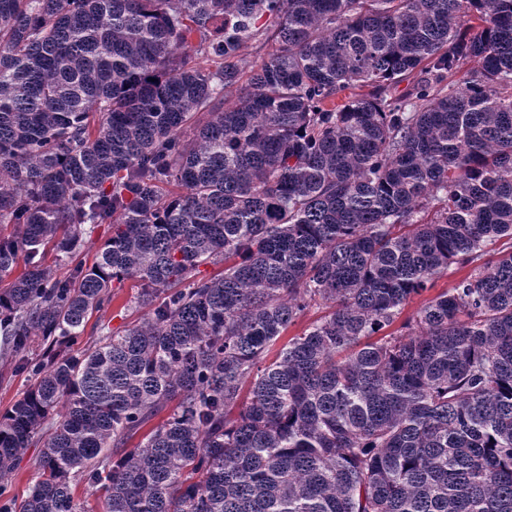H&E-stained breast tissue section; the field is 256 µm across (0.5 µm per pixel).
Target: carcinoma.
<instances>
[{"mask_svg": "<svg viewBox=\"0 0 512 512\" xmlns=\"http://www.w3.org/2000/svg\"><path fill=\"white\" fill-rule=\"evenodd\" d=\"M8 225L0 479L42 451L0 512H512V245L384 333L512 242V0H0ZM128 278L146 316L72 353ZM275 42L266 35H257L254 39L247 42L240 51L241 58L245 63V75L243 81L240 83L237 91H233V97L241 92L242 86H245V81L250 75L252 66L260 64L262 59H266L273 51ZM110 236H112V225L101 224L93 233L84 237L82 252L89 264L100 245ZM507 239L497 240L487 245L485 248L486 253L478 261L461 266L459 264H452L448 266V271L436 279L433 284L423 291L420 295L412 297L409 302L405 305L402 313L399 315L397 321L386 330V332L397 329L405 320L414 316L417 311L430 299L434 298L438 294L444 291H451L457 283L470 273H473V269L477 266L482 265L488 259H491L499 250L507 247ZM325 311L326 309L322 305L310 306L293 325L288 327L270 357L282 344L286 343L291 337L301 334L313 321L324 315ZM0 414L4 413L21 396L27 387L26 380L21 376H12L3 353L0 356ZM41 449V447L34 446L27 448L13 472L4 480L0 481V485L8 491V496H15L18 498L26 496L32 474V463L40 454ZM72 492L77 503L92 507V512H105L103 507V497L96 488L89 484L86 480H79L72 485Z\"/></svg>", "mask_w": 512, "mask_h": 512, "instance_id": "carcinoma-1", "label": "carcinoma"}]
</instances>
